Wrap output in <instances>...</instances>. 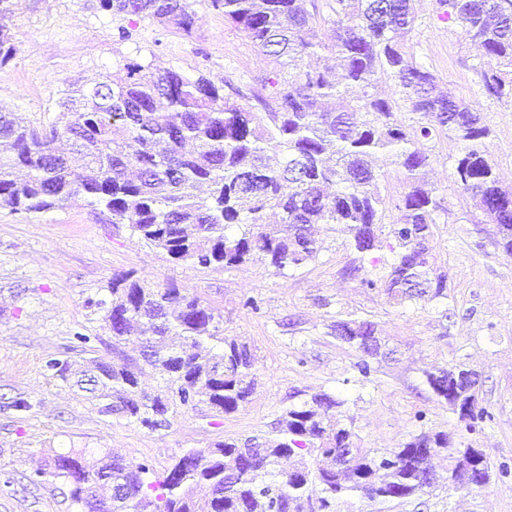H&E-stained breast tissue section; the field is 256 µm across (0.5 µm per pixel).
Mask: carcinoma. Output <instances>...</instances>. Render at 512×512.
Segmentation results:
<instances>
[{
	"mask_svg": "<svg viewBox=\"0 0 512 512\" xmlns=\"http://www.w3.org/2000/svg\"><path fill=\"white\" fill-rule=\"evenodd\" d=\"M313 0H211L224 21L241 32L273 65L261 79L267 111L253 112L224 96V86L173 70L155 72L129 62L118 84L89 89L67 86L54 123L37 128L0 113V209L44 212L82 196L104 207L112 223L126 224L147 245L172 261L205 268L243 264L263 254L282 274L315 258L311 228L332 224L354 249L370 254L387 247L393 259L379 279L390 300L448 299L447 276L429 261L428 241L441 199L424 188L430 155L420 140L448 132L463 143L453 179L492 225L491 246L512 256V191L501 187L489 158L490 130L462 102L433 94V75L417 64L407 36L416 15L413 0H334L330 36L323 40ZM114 15L160 19L190 31L191 0H101ZM439 18L456 23L479 59L487 96L512 98V0H438ZM14 0H0V58L11 56L5 20ZM325 52L341 70L342 83L304 66V57ZM398 87L399 100L369 92L382 77ZM361 94L347 99L340 85ZM415 115L404 125L400 106ZM387 152L403 170L406 191L400 218L382 238L386 201L369 159ZM336 185L329 193L326 187ZM87 306L121 341L138 325L149 352L145 364L162 386L139 398L140 378L127 361L91 359L76 375L68 359L52 358V377L88 386L105 414L158 429L179 407L202 405L216 416L234 413L255 384L251 347L224 336L223 319L200 297L169 284L155 287L132 274L112 278L108 296ZM337 339L362 354L359 372L382 355L374 322L339 319ZM434 395L474 431L491 420L479 399L477 373L463 364L427 374ZM344 401L327 393L288 409L275 437L225 439L190 448L162 477L110 452L97 461L72 450L55 455L47 474L70 484L72 502L83 508L100 486L122 485L130 496L102 499V512H335L339 499L358 495L386 502L423 494L427 461L448 447V434L422 431L380 453L356 448L341 425ZM352 449L349 465L336 470V455ZM315 455L318 464L298 478L281 461ZM472 467L458 468L463 483L486 484L489 462L482 448H465Z\"/></svg>",
	"mask_w": 512,
	"mask_h": 512,
	"instance_id": "carcinoma-1",
	"label": "carcinoma"
}]
</instances>
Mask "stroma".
Listing matches in <instances>:
<instances>
[{"label":"stroma","mask_w":512,"mask_h":512,"mask_svg":"<svg viewBox=\"0 0 512 512\" xmlns=\"http://www.w3.org/2000/svg\"><path fill=\"white\" fill-rule=\"evenodd\" d=\"M414 7L408 43L417 62L433 74L438 92L479 113L499 180L511 189L512 99L484 93L474 49L458 25L439 20L436 0H414ZM193 9L195 23L184 32L156 19L112 17L100 0H19L7 22L16 53L0 65V110L28 124L52 121L67 85L118 79L130 61L190 80L206 76L223 85L225 96L259 110L253 94L269 59L225 23L211 0H194ZM122 27L130 39L120 38ZM425 146V180L444 206L429 247L449 284L447 300L425 304L395 306L382 288L362 286L380 267L330 224L314 227L316 257L279 275L260 254L230 268L172 262L82 199L40 213L0 209V512H76L69 483L44 473L52 454L110 450L148 464L155 478L184 450L276 436L288 408L320 393L344 399L363 448L388 451L423 427L448 434L447 448L431 461L433 489L387 503L347 497L336 512H512V472H500L512 469V257L493 251L454 182L462 143L439 133ZM374 167L389 224L399 216L404 176L384 155ZM126 273L189 289L223 315L225 335L253 347L256 384L236 412L181 409L170 427L151 431L100 413L85 392L47 375L44 363L53 357L112 359V335L87 302L107 296L113 277ZM347 317L373 320L391 352L372 361L369 375L356 367L360 353L331 332ZM79 333L88 344L76 341ZM460 362L478 372L479 397L493 414L471 433L426 383L427 373ZM20 397L28 410L12 408ZM462 448L486 450L485 487L449 488L448 462Z\"/></svg>","instance_id":"obj_1"}]
</instances>
